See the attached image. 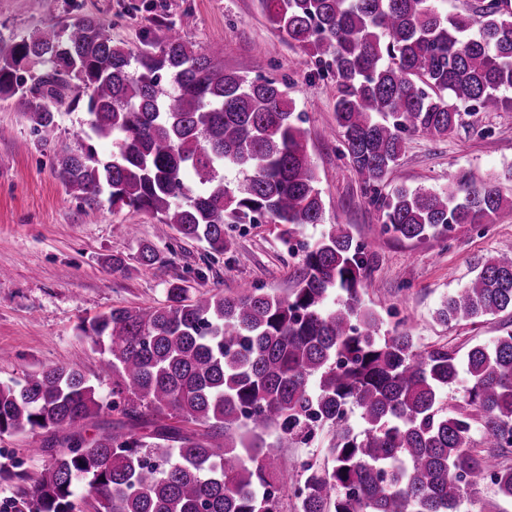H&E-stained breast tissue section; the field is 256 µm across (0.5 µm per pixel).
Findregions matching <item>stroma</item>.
<instances>
[{
  "instance_id": "1",
  "label": "stroma",
  "mask_w": 512,
  "mask_h": 512,
  "mask_svg": "<svg viewBox=\"0 0 512 512\" xmlns=\"http://www.w3.org/2000/svg\"><path fill=\"white\" fill-rule=\"evenodd\" d=\"M93 16L112 25L114 43L130 50L156 40L152 19L174 23L195 43L217 47L225 70L251 76L257 59L288 81V96L310 134L309 151L324 202L323 221L305 225L285 240L277 224H241L230 229V252L210 256L203 243L181 238L155 218L108 201L76 200L57 174V148L80 150L84 111L59 107L57 138L43 146L15 100H0V382H25L51 366L80 370L104 404L112 402V379L102 356L82 336V321L115 307L138 309L166 301L169 281L181 278L190 294H236L256 286L284 295L294 286L300 245L327 225H347L373 253L370 286L363 295L376 311L383 334L409 331L418 347L433 344L459 352L501 334L506 315L477 325H447L435 312L448 295L476 274L481 259L512 252V209L489 224L456 225L447 238L401 240L383 232L381 214L337 147L335 85L312 77L313 64L298 46L274 31L258 0H0V38L21 39L46 24L65 27ZM496 177L512 192V112L463 116L445 139L406 137L398 166L382 188L441 189L461 174ZM150 245L162 263L139 260ZM121 270H113V258ZM41 434L0 436V512L17 496L16 473L36 476L48 464L36 455Z\"/></svg>"
}]
</instances>
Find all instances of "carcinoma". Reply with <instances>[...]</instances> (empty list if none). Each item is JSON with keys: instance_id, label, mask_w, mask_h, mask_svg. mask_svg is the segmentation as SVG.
Listing matches in <instances>:
<instances>
[{"instance_id": "carcinoma-1", "label": "carcinoma", "mask_w": 512, "mask_h": 512, "mask_svg": "<svg viewBox=\"0 0 512 512\" xmlns=\"http://www.w3.org/2000/svg\"><path fill=\"white\" fill-rule=\"evenodd\" d=\"M271 27L335 82L339 153L404 240L457 224H490L512 207L494 179L463 174L446 190L378 192L398 166L406 134L441 139L462 112H512V3L441 12L432 0H259ZM218 51L163 25L159 42L132 52L111 25L78 17L0 46V99H16L39 141L56 139L55 112L87 114V139L57 153L59 176L88 204L108 196L181 237L229 252L227 224L270 223L292 236L320 224L323 199L309 133L281 83L255 64L224 70ZM47 68L27 83L34 64ZM229 168L239 173L226 179ZM372 255L344 224L301 247L290 293L244 287L188 295L168 283L166 303L114 308L81 325L112 375V409L126 432L89 428L104 411L75 368L48 367L0 383V436L42 432L33 452L50 464L19 491L13 512H76V483L94 512H459L489 481L512 500V329L460 356L421 349L407 332L380 335L364 307ZM512 313V253L486 258L436 311L445 324ZM466 378L464 403L448 392ZM360 409L363 429L347 422ZM332 431L330 464L308 459L272 470L271 449ZM277 433L274 443L265 435Z\"/></svg>"}]
</instances>
